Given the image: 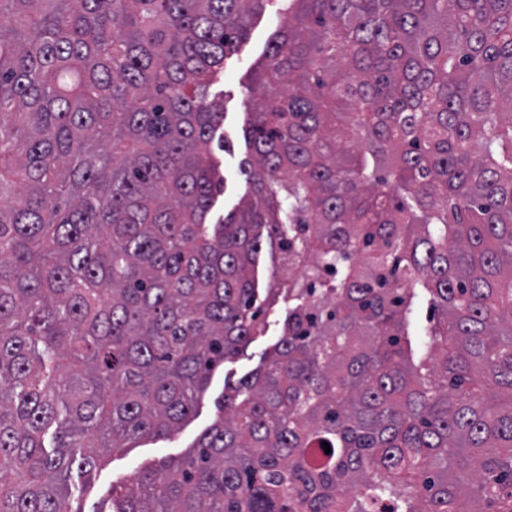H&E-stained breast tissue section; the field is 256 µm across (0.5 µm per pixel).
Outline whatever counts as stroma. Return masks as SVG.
<instances>
[{"instance_id": "obj_1", "label": "stroma", "mask_w": 512, "mask_h": 512, "mask_svg": "<svg viewBox=\"0 0 512 512\" xmlns=\"http://www.w3.org/2000/svg\"><path fill=\"white\" fill-rule=\"evenodd\" d=\"M285 0H271L266 9L250 21L246 38L237 52L224 62V75L211 91L224 105L221 132L230 151H216L215 157L224 178V190L215 211L224 215L238 206L248 186L240 173L247 156L244 130L250 108L247 87L253 68L262 62L276 30L283 21ZM288 312V300L278 297L266 308L265 328L254 336L244 353L214 368L195 412L179 429L163 438L142 439L132 447L106 453L105 457L83 473L74 474L77 491L70 501L72 512H106L112 486L127 482L137 471L154 469L191 453L198 438L215 422L224 398L225 381H238L255 370L266 352L278 341Z\"/></svg>"}]
</instances>
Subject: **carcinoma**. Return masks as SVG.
<instances>
[{
	"mask_svg": "<svg viewBox=\"0 0 512 512\" xmlns=\"http://www.w3.org/2000/svg\"><path fill=\"white\" fill-rule=\"evenodd\" d=\"M268 2L0 0V512L176 431L281 293L109 512H512V0H287L214 220L211 88ZM265 329L253 336L251 343L232 361H225L214 368L195 412L180 425L179 429L164 437L142 439L105 457L92 468L78 474L73 481L79 492L70 501L73 512H97L109 510L108 493L112 485L126 483L137 471L159 468L164 463L193 453L198 438L215 422L224 398V380L235 383L255 370L266 352L278 341L282 324L288 312V298L281 294L265 307Z\"/></svg>",
	"mask_w": 512,
	"mask_h": 512,
	"instance_id": "carcinoma-1",
	"label": "carcinoma"
}]
</instances>
